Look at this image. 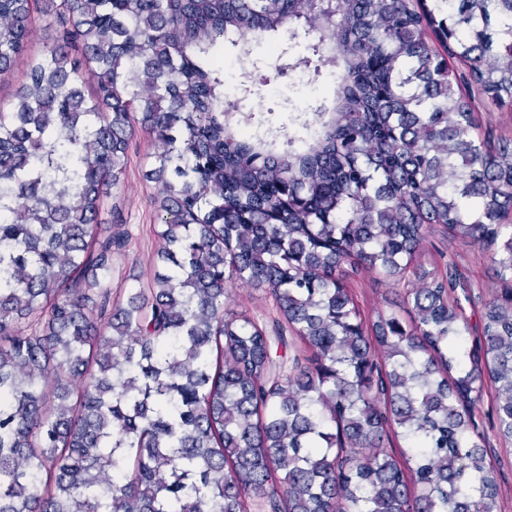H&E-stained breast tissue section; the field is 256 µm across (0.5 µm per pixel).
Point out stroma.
<instances>
[{"label": "stroma", "mask_w": 512, "mask_h": 512, "mask_svg": "<svg viewBox=\"0 0 512 512\" xmlns=\"http://www.w3.org/2000/svg\"><path fill=\"white\" fill-rule=\"evenodd\" d=\"M161 149V144L147 134L136 132L129 150L127 173L100 209V224L111 227L113 233L124 238L122 245L112 250V292L116 295L125 296L146 287L158 268V220L151 202L155 186L146 180L145 174L153 167L155 155ZM416 262L439 278L447 276L449 271L457 272L471 297L470 302L464 303L463 312L472 323L477 321L485 303L512 292V280L497 278L487 251L455 240L440 228L422 242ZM346 285L363 319L384 310L398 313L403 324H410L412 305L406 294L417 288V281L399 282L381 272L361 268L350 271ZM227 293L235 311L265 328L271 356L281 371H288L294 358L307 356L304 344L291 331H279V315L267 288L235 280L228 284ZM475 424L479 440L487 450L486 460L497 475L498 512H512V443L498 435L491 396H484L477 405Z\"/></svg>", "instance_id": "stroma-1"}]
</instances>
